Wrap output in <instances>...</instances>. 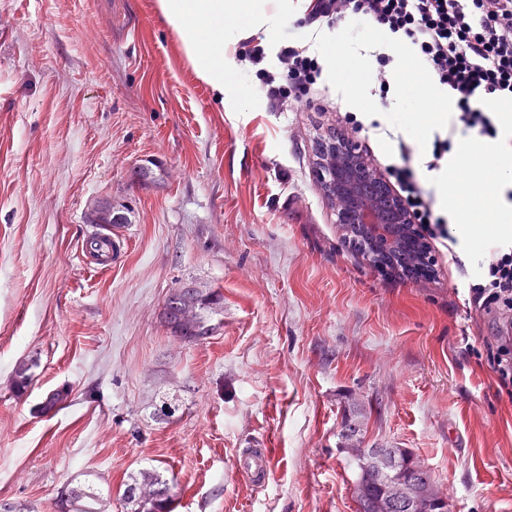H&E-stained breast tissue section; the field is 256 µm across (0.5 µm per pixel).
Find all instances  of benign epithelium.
<instances>
[{
  "mask_svg": "<svg viewBox=\"0 0 512 512\" xmlns=\"http://www.w3.org/2000/svg\"><path fill=\"white\" fill-rule=\"evenodd\" d=\"M318 176L332 190L336 223L353 228L383 256L378 267H392L388 256L396 246L417 251L420 262L427 266L434 262L402 197L357 145L345 139L327 145L319 160Z\"/></svg>",
  "mask_w": 512,
  "mask_h": 512,
  "instance_id": "obj_1",
  "label": "benign epithelium"
}]
</instances>
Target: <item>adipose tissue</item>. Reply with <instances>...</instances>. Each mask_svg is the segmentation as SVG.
Here are the masks:
<instances>
[{
  "label": "adipose tissue",
  "instance_id": "ef3b65f1",
  "mask_svg": "<svg viewBox=\"0 0 512 512\" xmlns=\"http://www.w3.org/2000/svg\"><path fill=\"white\" fill-rule=\"evenodd\" d=\"M157 12L179 38L183 55L192 63L199 81L224 96L227 72L234 68L232 49L244 31L263 34L267 41L280 36L288 18V0H277L267 7L265 0H155ZM459 157L471 161V173L466 181L449 187L447 176L433 182L440 203L448 208V219L454 224L477 223V210L469 203L489 193L483 172L494 167L499 185L512 186V148L501 145L490 152L469 136L459 139Z\"/></svg>",
  "mask_w": 512,
  "mask_h": 512
}]
</instances>
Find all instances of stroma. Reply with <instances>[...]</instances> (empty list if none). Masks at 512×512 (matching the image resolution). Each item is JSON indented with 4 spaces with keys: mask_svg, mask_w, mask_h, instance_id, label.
I'll return each instance as SVG.
<instances>
[{
    "mask_svg": "<svg viewBox=\"0 0 512 512\" xmlns=\"http://www.w3.org/2000/svg\"><path fill=\"white\" fill-rule=\"evenodd\" d=\"M155 0H0V504L57 512L62 490L126 512L129 476L172 478L174 512H356L338 436L358 415L368 447L411 451L448 512H512V400L467 352L492 332L466 317L479 255L461 225L430 240L431 277H394L345 239L315 175L317 149L353 133L383 176L414 150L422 189L431 139L395 109L402 64L389 45L340 27L360 56L307 101L274 112L246 67L247 96L217 99L155 12ZM387 58L388 90L372 73ZM357 84L360 105L344 100ZM158 162L153 180L136 170ZM124 208V247L107 271L84 261L93 208ZM224 296L207 340L172 336L168 293ZM29 368L17 399L11 378ZM68 386L64 408L37 415ZM178 404L159 419L162 399ZM275 450L259 489L238 478L250 448Z\"/></svg>",
    "mask_w": 512,
    "mask_h": 512,
    "instance_id": "stroma-1",
    "label": "stroma"
}]
</instances>
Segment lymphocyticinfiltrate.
<instances>
[{
    "instance_id": "f902f5d3",
    "label": "lymphocytic infiltrate",
    "mask_w": 512,
    "mask_h": 512,
    "mask_svg": "<svg viewBox=\"0 0 512 512\" xmlns=\"http://www.w3.org/2000/svg\"><path fill=\"white\" fill-rule=\"evenodd\" d=\"M353 16L410 39L435 81L456 96L457 123L496 137L484 104L492 97L512 99V0H308L305 9L310 25ZM238 56L249 63L269 106L279 111L301 102L322 73L317 58L295 44L280 46L272 70L260 38L243 40ZM399 150L402 163L393 175L417 223L444 234L410 165V147ZM465 307L497 318V334L484 339L476 355L495 374L499 393L512 399L511 249L497 250L485 273L470 283Z\"/></svg>"
}]
</instances>
